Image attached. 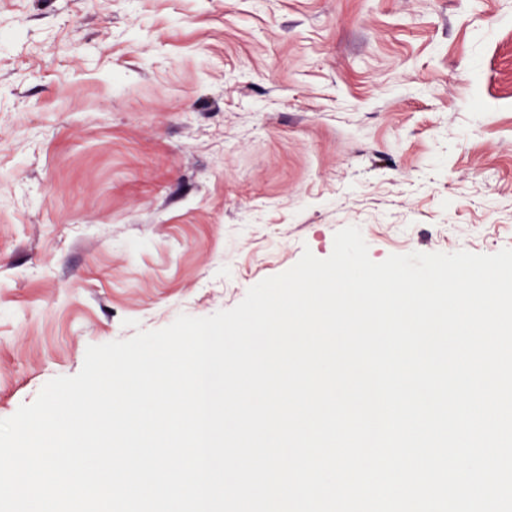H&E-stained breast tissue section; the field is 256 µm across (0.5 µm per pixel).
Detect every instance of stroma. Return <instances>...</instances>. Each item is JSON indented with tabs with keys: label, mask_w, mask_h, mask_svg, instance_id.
<instances>
[{
	"label": "stroma",
	"mask_w": 512,
	"mask_h": 512,
	"mask_svg": "<svg viewBox=\"0 0 512 512\" xmlns=\"http://www.w3.org/2000/svg\"><path fill=\"white\" fill-rule=\"evenodd\" d=\"M347 226L512 248V0H0V419Z\"/></svg>",
	"instance_id": "stroma-1"
}]
</instances>
